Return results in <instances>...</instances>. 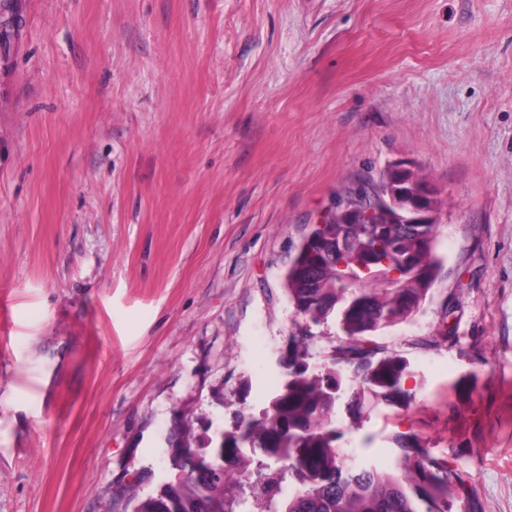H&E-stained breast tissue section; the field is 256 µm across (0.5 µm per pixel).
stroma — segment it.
Returning <instances> with one entry per match:
<instances>
[{
  "mask_svg": "<svg viewBox=\"0 0 512 512\" xmlns=\"http://www.w3.org/2000/svg\"><path fill=\"white\" fill-rule=\"evenodd\" d=\"M0 52V512H131L169 438L259 412L283 276L388 164L440 201L420 311L375 342L407 406L343 419L512 512V0H10Z\"/></svg>",
  "mask_w": 512,
  "mask_h": 512,
  "instance_id": "obj_1",
  "label": "stroma"
}]
</instances>
